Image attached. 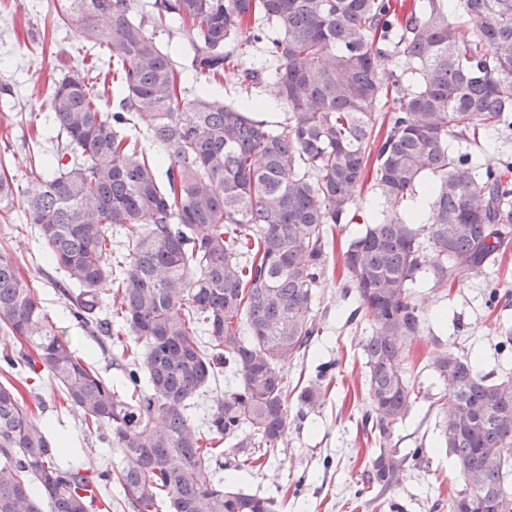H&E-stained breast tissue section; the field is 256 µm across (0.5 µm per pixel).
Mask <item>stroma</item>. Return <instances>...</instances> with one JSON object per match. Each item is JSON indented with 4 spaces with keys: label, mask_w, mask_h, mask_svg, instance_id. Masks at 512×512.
<instances>
[{
    "label": "stroma",
    "mask_w": 512,
    "mask_h": 512,
    "mask_svg": "<svg viewBox=\"0 0 512 512\" xmlns=\"http://www.w3.org/2000/svg\"><path fill=\"white\" fill-rule=\"evenodd\" d=\"M55 8L56 0H0V157L19 186L38 166L47 146L55 83L82 63L77 26L56 23ZM0 249L22 264L47 313L76 353L104 376L120 379V370L110 366L95 339L72 319L55 285L58 275L44 260L21 209L0 213ZM342 276L337 255L317 288L321 335L305 356L283 367L294 397L320 367H328L330 382L321 405L289 425L262 467L237 469L243 451L228 446L218 474L228 487L274 498L279 512H448V497L461 489L462 481L440 441L441 399L448 388L429 359L451 350L479 356L481 373L498 378L512 371V346L499 345L502 328H512V252L500 267L453 287L436 290L420 283L412 288L427 324L411 346L408 374L418 396L394 438L401 448L421 447L424 460L379 500L373 492L360 490L375 448L373 434L361 421L369 408L363 346L372 328L367 321L351 320L358 301L343 296ZM24 398L32 407L44 404V419L52 433L66 438L71 452L97 468L116 462V453L105 442L85 436L80 414L47 380H33Z\"/></svg>",
    "instance_id": "obj_1"
}]
</instances>
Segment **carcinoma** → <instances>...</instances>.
<instances>
[{"instance_id":"obj_1","label":"carcinoma","mask_w":512,"mask_h":512,"mask_svg":"<svg viewBox=\"0 0 512 512\" xmlns=\"http://www.w3.org/2000/svg\"><path fill=\"white\" fill-rule=\"evenodd\" d=\"M85 52L102 51L120 88L76 67L53 90L51 148L15 186L0 164V212L19 204L67 286L75 321L122 371L120 386L72 349L14 255L0 251V512H101L116 481L131 512H277L274 500L224 487L212 464L235 448L268 453L292 418L322 399L305 387L296 413L282 363L320 332L316 288L333 224L364 228L342 253L351 318L364 345L377 453L363 477L383 494L421 449L395 426L416 399L406 376L423 318L416 275L443 288L478 277L512 250V162L482 164L466 149L489 129L512 130V0H57ZM177 21L193 32V96L155 40ZM270 62L252 67L249 47ZM401 61L404 69L393 63ZM232 72L243 96L210 83ZM262 88L284 112L255 113ZM429 179L427 219L405 203ZM382 206L352 211L367 183ZM127 255L112 262V234ZM448 379L441 432L463 481L448 512H512V377L480 374L439 354ZM230 369L202 424L196 399ZM46 376L108 442L117 468L97 469L47 436L18 383Z\"/></svg>"}]
</instances>
